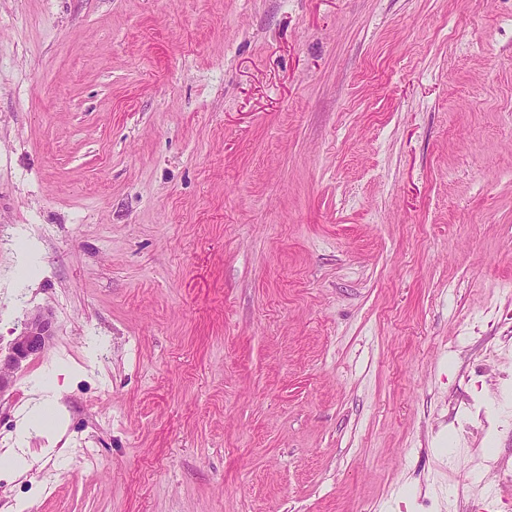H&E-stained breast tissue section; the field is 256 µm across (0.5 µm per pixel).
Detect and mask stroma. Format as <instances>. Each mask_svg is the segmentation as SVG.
Masks as SVG:
<instances>
[{
  "label": "stroma",
  "mask_w": 512,
  "mask_h": 512,
  "mask_svg": "<svg viewBox=\"0 0 512 512\" xmlns=\"http://www.w3.org/2000/svg\"><path fill=\"white\" fill-rule=\"evenodd\" d=\"M35 308L0 512H512V0H0Z\"/></svg>",
  "instance_id": "obj_1"
}]
</instances>
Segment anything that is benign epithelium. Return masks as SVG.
Here are the masks:
<instances>
[{"label": "benign epithelium", "mask_w": 512, "mask_h": 512, "mask_svg": "<svg viewBox=\"0 0 512 512\" xmlns=\"http://www.w3.org/2000/svg\"><path fill=\"white\" fill-rule=\"evenodd\" d=\"M55 336L52 314L42 310L30 312L21 331L14 337L6 354L0 353V397L13 386L23 363L41 354Z\"/></svg>", "instance_id": "obj_1"}]
</instances>
